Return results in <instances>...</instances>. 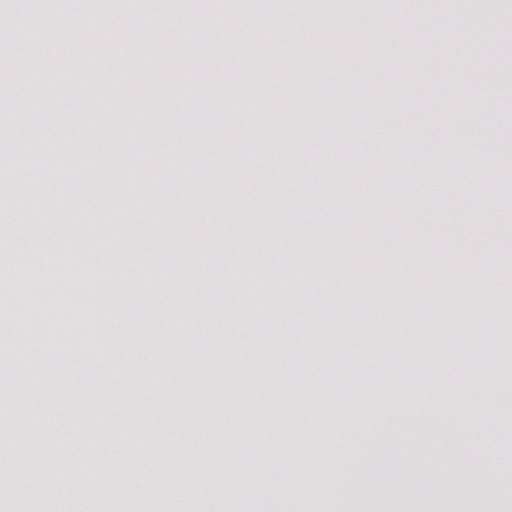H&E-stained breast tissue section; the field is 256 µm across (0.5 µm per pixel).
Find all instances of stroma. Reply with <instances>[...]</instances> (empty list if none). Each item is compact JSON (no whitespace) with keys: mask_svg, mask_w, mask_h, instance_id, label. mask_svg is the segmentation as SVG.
Masks as SVG:
<instances>
[{"mask_svg":"<svg viewBox=\"0 0 512 512\" xmlns=\"http://www.w3.org/2000/svg\"><path fill=\"white\" fill-rule=\"evenodd\" d=\"M124 17L117 0H0V59L21 35L40 55L0 86V250L36 244L0 264V446L30 465L0 495L28 512L67 493L71 512H309L350 461L357 512H512V0H143L169 48L138 59ZM281 135L285 156L266 147ZM47 239L112 278L93 296L108 334L43 319ZM303 287L355 312L312 352ZM264 293L286 315L262 345L240 316ZM476 421L492 427L477 441ZM63 443L123 494H77Z\"/></svg>","mask_w":512,"mask_h":512,"instance_id":"35a3bbf8","label":"stroma"}]
</instances>
